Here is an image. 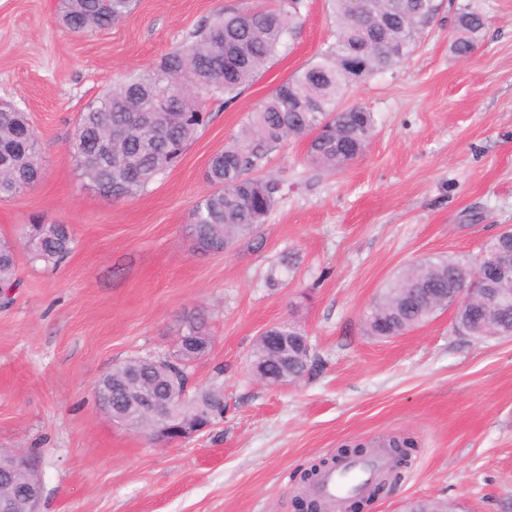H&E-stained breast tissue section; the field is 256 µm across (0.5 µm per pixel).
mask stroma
<instances>
[{"instance_id": "35a3bbf8", "label": "stroma", "mask_w": 512, "mask_h": 512, "mask_svg": "<svg viewBox=\"0 0 512 512\" xmlns=\"http://www.w3.org/2000/svg\"><path fill=\"white\" fill-rule=\"evenodd\" d=\"M258 2L136 0L125 20L78 35L59 24L57 0H0V100L28 113L43 148L40 181L0 201V238L39 222L75 239L54 268L16 249L19 284L0 300V451L35 460L40 512H297L315 459L407 433L419 447L401 481L364 512L418 499L512 512V338L467 335L450 309L392 339L365 328L400 270L437 255L476 262L512 225V0H453L410 58L345 90L340 106L364 105L376 124L346 171L312 165L302 140L268 151L255 173L282 180L283 197L228 252L199 249L189 228L210 190L208 161L334 42L328 0H302L286 47L235 100L207 102V126L146 193L101 195L69 154L79 113L113 81L157 63L216 11ZM460 8L485 22L465 61L450 47ZM195 312L214 345L193 381L223 379V420L165 445L112 423L95 405L97 381L171 350ZM289 319L314 364L291 385H265L253 345Z\"/></svg>"}]
</instances>
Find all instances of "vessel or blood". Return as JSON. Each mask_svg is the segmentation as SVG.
Listing matches in <instances>:
<instances>
[{"label":"vessel or blood","instance_id":"obj_1","mask_svg":"<svg viewBox=\"0 0 512 512\" xmlns=\"http://www.w3.org/2000/svg\"><path fill=\"white\" fill-rule=\"evenodd\" d=\"M384 468L385 461L380 457L349 460L322 472L312 491L333 508L350 494L365 491L376 481Z\"/></svg>","mask_w":512,"mask_h":512}]
</instances>
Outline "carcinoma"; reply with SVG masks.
<instances>
[{"mask_svg":"<svg viewBox=\"0 0 512 512\" xmlns=\"http://www.w3.org/2000/svg\"><path fill=\"white\" fill-rule=\"evenodd\" d=\"M336 19L335 42L313 61L276 86L254 112L239 139L214 154L206 179L212 190L193 209L190 230L205 251L218 250L224 240L254 235L276 207L281 183L254 177L272 147L291 139L307 141L309 162L323 170L340 172L362 156L374 133L373 113L353 105L339 108L344 88L394 67L410 57L438 11L436 0H401L402 9L390 22L365 24L352 0H331ZM301 0H274L270 6L226 8L212 15L194 34L174 46L158 64L112 84L79 114L68 142L81 176L98 192L114 199L135 198L175 168L189 143L207 120L204 101L234 98L253 84L266 65L286 45L300 14ZM132 0H59V19L77 34L106 29L130 16ZM484 28L474 12L460 13L452 32L455 54L472 53ZM369 40L376 48L354 65L347 56ZM125 131L100 156L99 140L107 126ZM41 143L23 112H0V200L30 189L38 181L33 162L41 159ZM28 256L31 262L60 264L72 252L74 238L64 224H31ZM0 253V291L17 286L16 249L5 240ZM478 275L474 267L452 258H427L404 270L371 304L367 331L380 338L401 334L425 321L421 288H448ZM185 335L206 336L204 322L195 316L182 323ZM302 356L291 347L288 365L263 345H254L253 362L276 374L294 372ZM193 360L174 352L155 359L147 372L128 378L156 394L173 393L178 403L172 416L192 419L214 414L224 419V389L215 384L190 388ZM113 417H132L137 431L149 433L153 420L138 413L124 395H112ZM410 457L415 441L393 436L383 443Z\"/></svg>","mask_w":512,"mask_h":512,"instance_id":"1","label":"carcinoma"}]
</instances>
